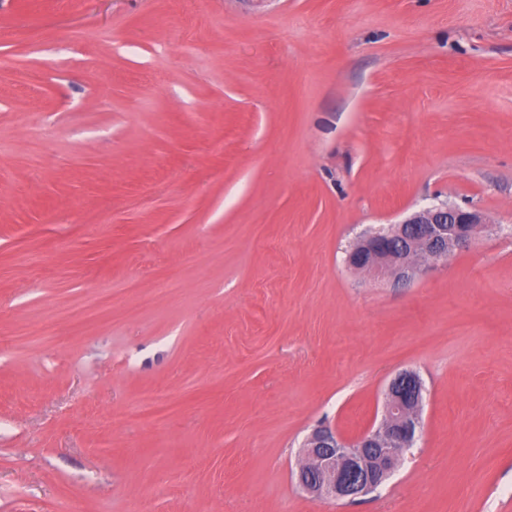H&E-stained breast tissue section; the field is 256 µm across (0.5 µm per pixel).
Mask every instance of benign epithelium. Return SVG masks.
<instances>
[{
  "label": "benign epithelium",
  "mask_w": 512,
  "mask_h": 512,
  "mask_svg": "<svg viewBox=\"0 0 512 512\" xmlns=\"http://www.w3.org/2000/svg\"><path fill=\"white\" fill-rule=\"evenodd\" d=\"M485 227L478 210L442 202L412 212L386 232L365 234L348 262L357 270L384 272L397 283H407L424 262L448 257ZM423 393L417 372L403 370L388 385L377 427L351 442L328 427L314 429L298 455V484L318 502L355 500L375 490L421 434Z\"/></svg>",
  "instance_id": "benign-epithelium-1"
}]
</instances>
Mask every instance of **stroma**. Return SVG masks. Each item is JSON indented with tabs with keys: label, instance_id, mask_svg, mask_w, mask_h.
<instances>
[{
	"label": "stroma",
	"instance_id": "35a3bbf8",
	"mask_svg": "<svg viewBox=\"0 0 512 512\" xmlns=\"http://www.w3.org/2000/svg\"><path fill=\"white\" fill-rule=\"evenodd\" d=\"M446 201L489 231L346 264ZM407 369L402 465L313 502ZM0 512H512V0H0ZM486 219L476 209L442 202L420 208L388 231L365 234L348 255L349 264L370 274L387 273L394 282L407 283L424 262L473 242ZM111 304L112 295L110 293L92 295L87 299L86 303L81 304L77 309L61 313L60 318L74 323H79L88 318H100L105 316ZM424 386L413 370L390 381L377 427L346 441L328 427L314 429L298 455V484L314 500H355L387 480L402 454L418 440Z\"/></svg>",
	"mask_w": 512,
	"mask_h": 512
}]
</instances>
